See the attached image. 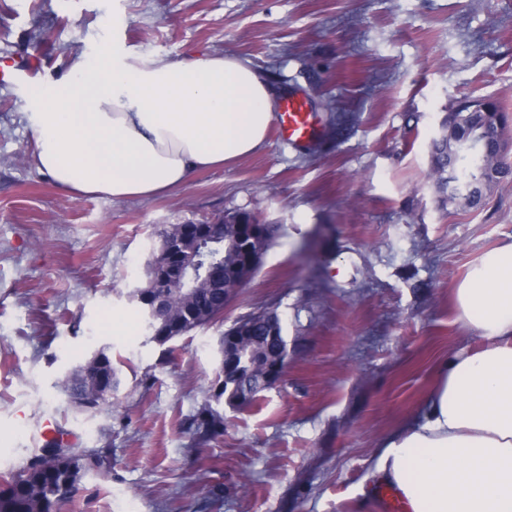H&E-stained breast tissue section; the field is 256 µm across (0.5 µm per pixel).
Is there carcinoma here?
Listing matches in <instances>:
<instances>
[{
	"mask_svg": "<svg viewBox=\"0 0 512 512\" xmlns=\"http://www.w3.org/2000/svg\"><path fill=\"white\" fill-rule=\"evenodd\" d=\"M433 155L437 163L432 166L430 177L435 186L450 194L441 196L442 206L452 205L462 209H477L484 204V193L476 184L478 169L486 162L482 152L465 149L452 155L439 143H433ZM238 229L233 224L224 225L223 234L203 243L201 262L195 268L193 281H205L211 265L230 263L238 253L235 237ZM277 234L273 224L255 222L251 235L260 240L263 249L272 245ZM161 268L150 260L145 270V286L137 288L130 296L143 310L162 299L164 311L183 316L182 334L214 322L224 313V293L234 285L238 269L224 268V287L208 288L207 306L200 308L189 300L180 288H160ZM243 321L241 347L237 354V377L232 383L224 382V372L216 375L211 392L192 419L188 432L202 443L206 438L224 431L223 415L212 407L231 396L239 406H251L261 399L266 389L269 368L276 360L288 358L289 349L297 345L298 339L288 340L282 318L273 308H263L240 317ZM117 374L112 358L105 352L94 360L88 359L73 369L62 380V386L70 399L85 411H95L109 401L98 395L101 380L109 374ZM61 456L54 463V471L46 472L43 454L30 458L27 464L11 479H23L22 488L13 493L0 491V512H58L60 506L71 501L83 476L93 467L104 464L106 456L100 449L76 452L69 446L57 444Z\"/></svg>",
	"mask_w": 512,
	"mask_h": 512,
	"instance_id": "obj_1",
	"label": "carcinoma"
}]
</instances>
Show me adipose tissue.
Instances as JSON below:
<instances>
[{
    "instance_id": "obj_1",
    "label": "adipose tissue",
    "mask_w": 512,
    "mask_h": 512,
    "mask_svg": "<svg viewBox=\"0 0 512 512\" xmlns=\"http://www.w3.org/2000/svg\"><path fill=\"white\" fill-rule=\"evenodd\" d=\"M31 107L38 170L73 196L123 199L262 149L277 99L236 57L169 63L106 44ZM453 301L479 342L439 362L372 476L397 488L406 512H512V238L470 264Z\"/></svg>"
}]
</instances>
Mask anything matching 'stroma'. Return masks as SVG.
<instances>
[{
    "label": "stroma",
    "instance_id": "stroma-1",
    "mask_svg": "<svg viewBox=\"0 0 512 512\" xmlns=\"http://www.w3.org/2000/svg\"><path fill=\"white\" fill-rule=\"evenodd\" d=\"M102 43L169 61H248L299 91L323 134H269L232 166L153 198H77L35 165L28 100ZM42 60L0 86V475L55 423L107 456L66 512H357L381 442L412 415L449 351L475 343L452 291L512 234V179L477 210L444 208L431 141L465 98L512 116V0H0V56ZM246 213L278 225L214 323L162 345L129 291L170 224ZM277 309L299 348L224 431H185L235 320ZM122 363L115 404L79 409L61 381L98 350Z\"/></svg>",
    "mask_w": 512,
    "mask_h": 512
}]
</instances>
